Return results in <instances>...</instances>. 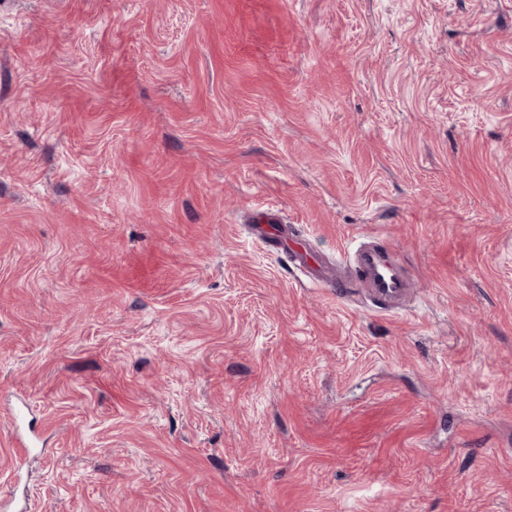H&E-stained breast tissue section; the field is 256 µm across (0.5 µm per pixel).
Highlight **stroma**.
Masks as SVG:
<instances>
[{
  "label": "stroma",
  "mask_w": 512,
  "mask_h": 512,
  "mask_svg": "<svg viewBox=\"0 0 512 512\" xmlns=\"http://www.w3.org/2000/svg\"><path fill=\"white\" fill-rule=\"evenodd\" d=\"M20 397L30 512H512V0H0ZM354 255L356 257L354 267L356 276L369 288H373L377 297L391 298L403 288L402 281L395 275L390 264L377 262L367 256L364 247L357 249Z\"/></svg>",
  "instance_id": "35a3bbf8"
}]
</instances>
